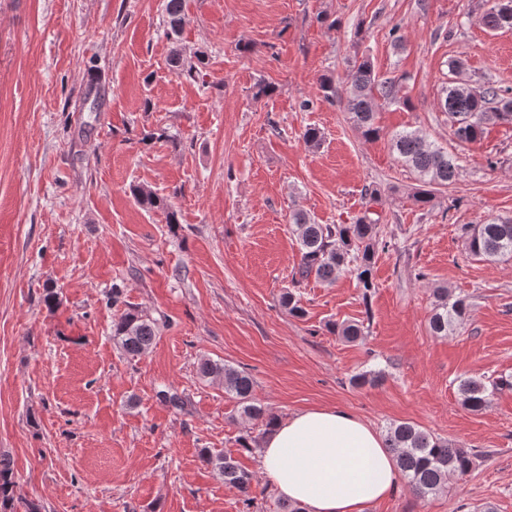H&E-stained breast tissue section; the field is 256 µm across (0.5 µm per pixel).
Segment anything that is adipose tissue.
<instances>
[{"mask_svg": "<svg viewBox=\"0 0 512 512\" xmlns=\"http://www.w3.org/2000/svg\"><path fill=\"white\" fill-rule=\"evenodd\" d=\"M261 466L276 492L302 512H363L391 495L400 477L374 429L329 408L277 421L263 441Z\"/></svg>", "mask_w": 512, "mask_h": 512, "instance_id": "adipose-tissue-1", "label": "adipose tissue"}]
</instances>
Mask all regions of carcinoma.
Listing matches in <instances>:
<instances>
[{
  "mask_svg": "<svg viewBox=\"0 0 512 512\" xmlns=\"http://www.w3.org/2000/svg\"><path fill=\"white\" fill-rule=\"evenodd\" d=\"M165 23L167 34L172 38L180 35L183 27V0H166ZM483 24L496 32L512 29V0H494L484 13ZM204 58L195 62L183 59L179 50H172L170 67L180 76L194 80L199 77ZM346 96L338 98L335 81L329 76L320 79L323 98L344 104L354 127L366 140L380 137L375 124L376 96L409 108L408 99L397 96L400 79L382 78L373 63L366 57L355 56L346 75ZM440 108L448 115L456 139L464 144L480 141L487 126L512 124V88L449 83L444 90ZM392 151L405 165L412 167L419 176V185L413 200L419 205L429 204L439 187L454 181L457 157L429 142L416 130L400 131L392 135ZM140 206L146 210L166 212L168 223H177L175 212L166 201L145 188L134 190ZM291 231L300 245V262L292 274V284L298 285L310 278L332 284L338 275L353 273L363 288V296H369L373 288L372 268L377 240L378 220L361 216L352 224H318L302 212L290 215ZM462 234L469 253L489 261L512 259V220H497L487 224H465ZM436 304L429 318V329L437 336L454 334L468 314L465 299L454 298L446 288L434 290ZM332 330L345 340L355 342L363 336L358 323L334 324ZM158 326L154 319L132 310L122 312L112 322V340L127 356L140 357L152 346ZM197 375L202 381L219 380L224 392L237 400L241 413L250 420L271 426L277 417L254 397V381L249 373L231 365L202 359L197 365ZM504 388L512 389V375L499 376L484 381L468 377L459 380L458 391L462 404L469 410L480 411L491 402V396ZM385 447L395 455L397 466L412 491L420 498L435 496L448 489V478L465 476L471 472L478 454L465 448H451L448 441L432 436L419 427L408 423H393L385 434ZM202 461L234 487L243 497V504L251 505L252 475L231 455L205 450ZM16 481L11 462L0 456V512H11L14 506Z\"/></svg>",
  "mask_w": 512,
  "mask_h": 512,
  "instance_id": "obj_1",
  "label": "carcinoma"
}]
</instances>
